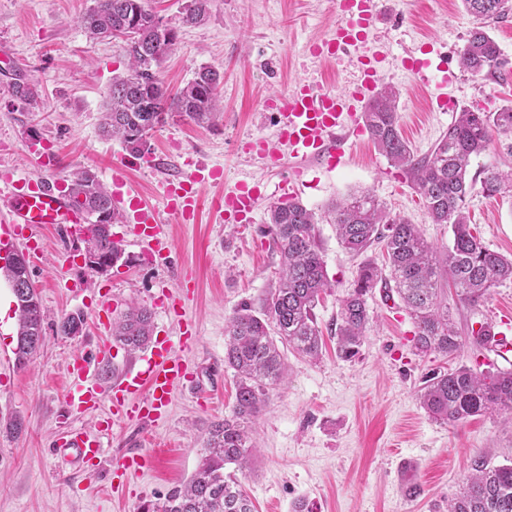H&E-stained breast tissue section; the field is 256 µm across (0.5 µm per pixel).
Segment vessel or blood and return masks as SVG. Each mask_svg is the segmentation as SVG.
Returning a JSON list of instances; mask_svg holds the SVG:
<instances>
[{
    "mask_svg": "<svg viewBox=\"0 0 512 512\" xmlns=\"http://www.w3.org/2000/svg\"><path fill=\"white\" fill-rule=\"evenodd\" d=\"M379 5L380 0H341L345 21L337 24L330 37L314 42L313 53L326 60L366 45L379 15ZM381 61V56L375 53L358 57L349 88L330 91L302 80L277 97L274 107L280 116L281 146H287L294 157L321 159L328 166H335L345 153L352 124L362 112L366 98L378 90ZM184 164L189 167V174L168 177L163 185L168 212L178 221L189 223L200 208L202 187L219 179L220 173L196 165L190 158ZM112 183L121 224L145 245L148 256L162 257L167 240L157 209L135 194L121 193L125 183L122 175H113ZM260 194L259 185H238L236 191L224 196L222 219L239 222L252 215ZM0 196L6 198L8 207L7 218L0 220L1 257L12 252L13 240L22 226L65 224L74 231L86 222L85 215L72 206L65 180L57 177L49 165L44 166L40 176L18 179L11 172L1 170ZM91 368V361L82 357L70 362L69 372L80 379L81 385L70 397L69 407L76 413L107 407L113 422L134 415L142 419L159 418L169 408L174 390L190 376L187 363L173 354L171 341L157 337L150 338L138 357L137 366L123 370L111 385L90 378ZM59 446L84 462L99 461L105 456L102 436H92L81 429L64 432ZM148 464L149 457L144 452L124 456L114 463L111 473L118 479L117 490L125 488L121 475L139 473Z\"/></svg>",
    "mask_w": 512,
    "mask_h": 512,
    "instance_id": "1",
    "label": "vessel or blood"
}]
</instances>
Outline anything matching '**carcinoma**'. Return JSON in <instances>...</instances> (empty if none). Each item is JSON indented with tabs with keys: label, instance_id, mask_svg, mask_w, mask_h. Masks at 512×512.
<instances>
[{
	"label": "carcinoma",
	"instance_id": "1",
	"mask_svg": "<svg viewBox=\"0 0 512 512\" xmlns=\"http://www.w3.org/2000/svg\"><path fill=\"white\" fill-rule=\"evenodd\" d=\"M475 22L462 49L463 69L482 84L499 85L512 75V59L491 36L492 25L512 13V0H461ZM210 0H189L182 22L197 25L209 14ZM91 37L123 40L130 71L112 78L101 132L120 137L134 153L147 150L148 138L169 116L178 114L198 125L211 123L218 111L220 74L202 66L195 77L171 93L157 68L172 51L174 28L163 23L148 0H93L79 18ZM396 91L380 89L363 112L364 125L390 164L401 169L420 196L433 224L450 227L451 240L440 250L416 225L390 216L369 193L353 194L329 210L330 223L344 249L364 257L357 279L340 300L336 321V356L355 358L370 324L367 295L384 280L389 269L395 292L414 319L415 348L421 353L453 356L462 347L459 331L448 315L443 284L452 281L460 301L477 305L492 288L512 281V257L489 249L478 227L470 223L468 201L475 186L486 196L512 194V165L494 166L469 176L474 159L490 149L493 134L512 138V105L484 111L464 109L430 154L417 158L403 138L396 109ZM75 207L88 219V232L101 259L117 262L120 243L112 237L117 215L112 196L97 175L85 170L70 180ZM316 213L296 201L270 208L267 233L280 254L278 286L262 300L260 311L244 304L225 327L224 364L236 376L235 404L231 415L211 425L206 448L193 477L173 488L164 501L147 504L142 512H253V504L237 473L254 457L252 423L270 395L286 379L280 346L315 359L322 347L315 308L330 287L316 233ZM380 246L385 267L368 258ZM9 283L26 273V261L13 256L5 266ZM18 324L14 355L17 366L29 365L43 345L44 314L38 293L14 288ZM84 324L80 314H68L58 323L63 336L74 335ZM112 335L132 350L143 348L152 335V314L136 305L112 326ZM421 407L433 419L455 424L486 413L512 419V371H477L460 365L427 380L419 390ZM474 473L448 503V512H512V464L492 465L474 459Z\"/></svg>",
	"mask_w": 512,
	"mask_h": 512
}]
</instances>
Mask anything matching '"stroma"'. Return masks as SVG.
Returning a JSON list of instances; mask_svg holds the SVG:
<instances>
[{"mask_svg":"<svg viewBox=\"0 0 512 512\" xmlns=\"http://www.w3.org/2000/svg\"><path fill=\"white\" fill-rule=\"evenodd\" d=\"M185 2L149 0L152 11L178 31L160 77L173 91L200 67L217 69L224 76L219 87L224 112L209 128L172 115L140 156L99 132L112 79L126 73L128 58L121 40H92L80 27L77 18L92 0H0V55L11 58L0 63V170L40 173L24 146L25 138L35 134L55 157L60 178L88 169L108 186L114 167L121 165L131 188L159 208L163 180L183 173V157L223 170L218 183L203 190L197 223L181 224L162 213L171 241L167 265L142 262L138 247L118 224L112 230L120 236L123 259L105 274L83 264L84 240L61 226L41 225L39 258L28 257L26 241L16 244L17 253L28 258L40 297L45 341L27 367L17 366L13 296L0 270L5 309L0 315V512H141L143 504L164 501L172 488L190 480L211 425L232 412L235 377L224 364L225 326L241 305L259 307L278 281L279 255L265 227L268 208L278 201V185L292 164L286 158L269 167L243 146L273 139L278 117L267 98L301 79L342 89L353 61L348 53L323 60L306 49L335 25L336 0H211L208 18L199 25L182 24ZM381 8L368 46L384 56L380 76L399 91L402 134L416 156L431 149L462 109L512 102V77L485 86L462 69L460 54L473 20L461 0H383ZM425 43L432 47L428 84L400 63ZM18 82L37 91L36 104L18 101ZM441 92L453 102L445 112L432 105ZM240 181L264 188L255 221L224 223L212 200ZM362 192L417 224L435 246L448 245V226L430 223L419 195L366 134L353 142L345 164L329 170L309 163L298 199L320 214ZM469 211L484 243L512 255V199L476 192ZM317 234L333 284L315 309L322 353L315 360L288 354V381L252 426L258 449L241 477L243 488L255 512H292L299 500L311 512H447L476 457L493 465L512 463V422L487 415L442 424L420 406L418 391L426 376L439 371L461 364L481 371L491 361L512 370V361L468 346L448 358L420 353L409 312L382 282L367 299L371 331L358 357L339 359L336 315L359 261L343 249L335 225L320 223ZM185 281L192 290L185 318L155 306L159 288ZM106 295L112 298L113 317L133 304L151 310L154 335L171 340L174 354L190 367L192 383L177 389L169 412L157 422L132 417L114 424L105 440L104 463L89 468L60 450L57 439L70 426L96 431L106 415L102 407L70 413L67 367L72 357L105 358L116 373L133 358L111 330L97 324L95 312ZM448 309L460 335L489 322L512 336L510 282L492 288L476 306L449 294ZM71 313L83 316L82 333L57 334V323ZM188 321L196 331L190 348L180 342ZM17 416L25 429L15 437L5 426ZM138 449L150 453L149 469L131 477L123 495L112 494L110 460ZM412 484L417 487L413 495L407 492Z\"/></svg>","mask_w":512,"mask_h":512,"instance_id":"stroma-1","label":"stroma"}]
</instances>
